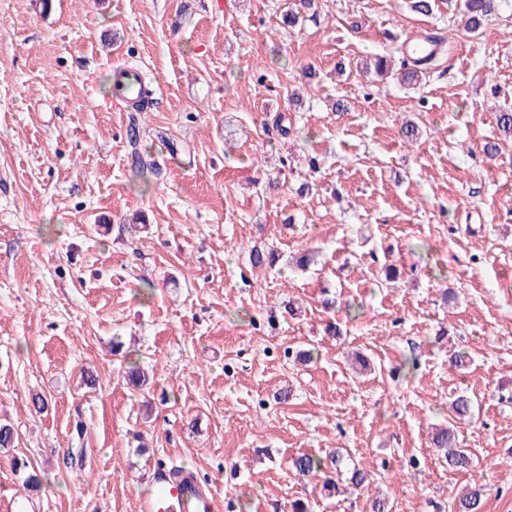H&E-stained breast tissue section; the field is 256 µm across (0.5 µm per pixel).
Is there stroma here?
Wrapping results in <instances>:
<instances>
[{"label":"stroma","instance_id":"1","mask_svg":"<svg viewBox=\"0 0 512 512\" xmlns=\"http://www.w3.org/2000/svg\"><path fill=\"white\" fill-rule=\"evenodd\" d=\"M286 2L0 0V422L18 433L0 512H138L160 460L223 512H453L475 480L483 512H512V144L483 153L512 107V0L476 32L462 0H319L293 29ZM431 30L447 42L420 87L366 77ZM132 61L161 86L147 112L112 95ZM452 348L470 358L454 373ZM462 388L474 466L452 472L431 435ZM335 450L367 491L325 498L290 467ZM127 135L132 146L131 166L134 171L147 182L148 175L154 174V162L149 159L147 151L142 152L138 148L140 144V132L135 123L131 124Z\"/></svg>","mask_w":512,"mask_h":512}]
</instances>
